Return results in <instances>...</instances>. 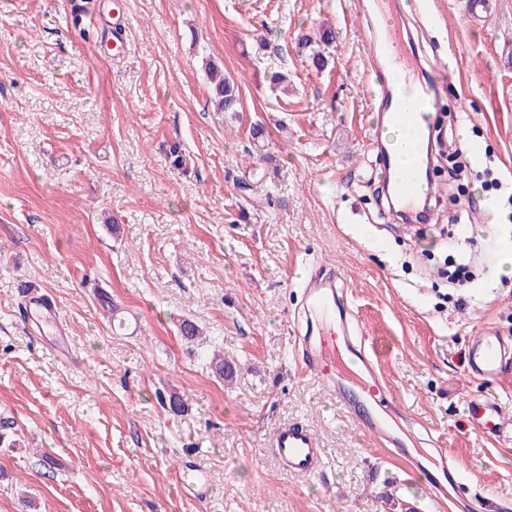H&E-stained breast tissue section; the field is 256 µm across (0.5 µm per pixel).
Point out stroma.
<instances>
[{
    "label": "stroma",
    "instance_id": "1",
    "mask_svg": "<svg viewBox=\"0 0 512 512\" xmlns=\"http://www.w3.org/2000/svg\"><path fill=\"white\" fill-rule=\"evenodd\" d=\"M113 1L0 0V421L16 439L0 444V512H449L300 371L303 285L340 271L404 410L464 465L460 495L512 512V371L465 367L480 328L512 343L488 214L512 213V0L477 19L465 0H403L423 58L448 65L434 141L470 169L460 187L434 170L417 229L384 204L367 147L369 0H117V59ZM324 26L320 68L307 41ZM210 62L239 112L215 111ZM26 288L52 303L45 320L20 314ZM486 398L503 436L469 423ZM289 422L324 449L317 474L271 452ZM187 462L207 497L182 487Z\"/></svg>",
    "mask_w": 512,
    "mask_h": 512
}]
</instances>
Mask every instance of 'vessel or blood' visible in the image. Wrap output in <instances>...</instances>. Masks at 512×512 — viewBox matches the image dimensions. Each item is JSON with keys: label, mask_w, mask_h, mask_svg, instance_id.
<instances>
[{"label": "vessel or blood", "mask_w": 512, "mask_h": 512, "mask_svg": "<svg viewBox=\"0 0 512 512\" xmlns=\"http://www.w3.org/2000/svg\"><path fill=\"white\" fill-rule=\"evenodd\" d=\"M374 5L382 29L369 77L375 110L380 121L401 128L408 141L422 143L432 135L431 118L441 109L448 74L421 67L408 33L393 17V0H375ZM427 163L425 155H416L411 169L391 185L392 198L405 213H415L432 194L431 182L422 175ZM305 295L319 333L299 337L301 368L317 374L333 388L363 432L402 455L410 469H422L421 460L389 424L388 415L397 410V399L366 336L352 324H336L338 295L334 283L311 281ZM466 361L471 374L487 379L499 377L512 366V344L504 342L495 331L480 328L471 340ZM469 421L484 433L503 431L498 406L491 400L472 403ZM270 446L289 471L310 476L319 467L318 439L302 425H279L271 435ZM431 453L439 466L438 473L427 479L431 498L441 504L454 503L459 512H471V504L458 493L461 463L442 440H435Z\"/></svg>", "instance_id": "obj_1"}]
</instances>
